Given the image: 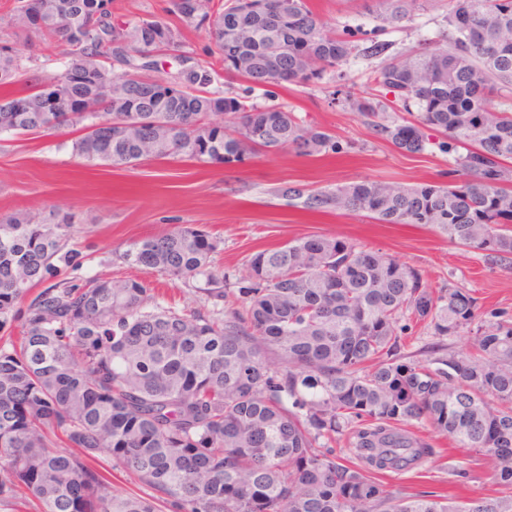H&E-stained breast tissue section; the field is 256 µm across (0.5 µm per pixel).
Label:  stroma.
<instances>
[{"instance_id":"stroma-1","label":"stroma","mask_w":512,"mask_h":512,"mask_svg":"<svg viewBox=\"0 0 512 512\" xmlns=\"http://www.w3.org/2000/svg\"><path fill=\"white\" fill-rule=\"evenodd\" d=\"M314 10L339 35L360 47L343 65V82L331 78L276 88L247 90L245 84L219 78L225 96L250 95L258 105L285 102L306 120L331 130L348 144L349 152L305 158L290 151L261 155L244 165L148 161L134 168L85 166L72 153L76 134L64 130L45 136L0 137V214L30 213L47 219L72 214L75 234L71 248L80 265L62 269L64 278L81 283L96 278L138 279L158 293L159 302L176 309H231L233 296L217 301L199 292L194 281L170 280L125 263L121 255L132 243L162 235L180 224H197L216 240L211 266L225 287L243 275L249 257L310 236L345 237L380 249L423 270L431 287L455 282L478 298L484 312L512 313V268L489 264L481 252L448 242L410 224H380L368 216L303 209L282 196L288 184L329 189L364 179L413 186L448 180L447 153L437 146L408 155L375 136L366 117L345 106L337 89L346 84L368 93L369 80L383 62L366 54L370 39L388 42L390 53L435 48L447 28L448 0H421L410 19L398 25L363 14L357 0H311ZM413 434L437 450L428 463L429 475L391 472L392 488L409 493L447 492L459 500L497 494L485 456L455 447L431 428L413 427Z\"/></svg>"}]
</instances>
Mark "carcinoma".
I'll list each match as a JSON object with an SVG mask.
<instances>
[{
	"instance_id": "cac0c4a2",
	"label": "carcinoma",
	"mask_w": 512,
	"mask_h": 512,
	"mask_svg": "<svg viewBox=\"0 0 512 512\" xmlns=\"http://www.w3.org/2000/svg\"><path fill=\"white\" fill-rule=\"evenodd\" d=\"M388 23L420 0H360ZM172 24L136 21L112 0H15L0 18V135L75 128L74 156L132 167L152 159L244 164L291 149L306 157L350 145L283 105L258 107L213 87L216 66L257 87L321 79L356 45L327 29L308 0H170ZM446 45L390 57L373 83L408 120L352 87L345 104L405 154L432 138L454 159L448 183L363 180L281 194L311 211L366 212L381 224L429 228L492 262L512 259V0H449ZM203 30L201 56L161 58ZM68 47L47 74L17 43ZM233 121L224 124V114ZM72 216L0 215V509L27 495L39 512H512V315L483 317L453 282L347 239L312 236L253 254L238 307L176 310L139 280L61 279L73 264ZM215 241L181 225L133 243L122 259L172 280L205 278ZM422 323L434 341L404 351ZM465 334L468 349L448 339ZM425 423L487 457L495 497L457 502L394 490L393 471L423 473L433 445L401 428ZM353 460L323 443L344 431ZM77 448L80 455L61 450ZM107 455L152 490L112 489Z\"/></svg>"
}]
</instances>
